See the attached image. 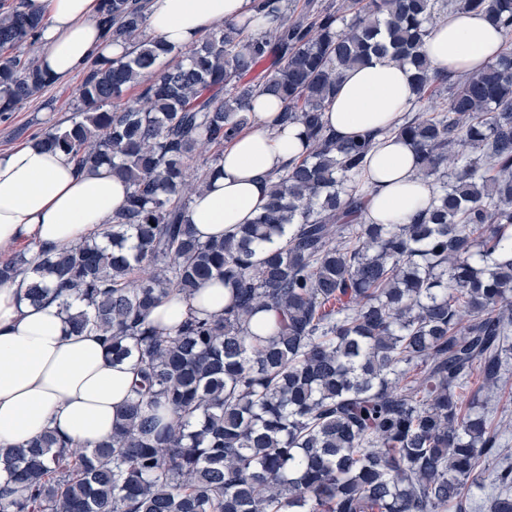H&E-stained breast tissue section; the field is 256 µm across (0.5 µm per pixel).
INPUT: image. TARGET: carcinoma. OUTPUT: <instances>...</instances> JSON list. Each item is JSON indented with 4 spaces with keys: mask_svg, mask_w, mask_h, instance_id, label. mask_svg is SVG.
Instances as JSON below:
<instances>
[{
    "mask_svg": "<svg viewBox=\"0 0 512 512\" xmlns=\"http://www.w3.org/2000/svg\"><path fill=\"white\" fill-rule=\"evenodd\" d=\"M450 3L505 33L455 82L424 51ZM252 7L182 51L145 35V0H103L105 35L131 57L92 62L69 125L33 137L112 166L130 192L103 236L35 243L0 281L29 279L34 304L53 295L71 333L98 332L137 378L108 441L70 449L46 432L1 455L18 495L0 493V512H469L488 487L486 512H512V467H484L512 363V0ZM270 12L278 26L252 29ZM44 22L36 0L0 12V112L51 85L25 52ZM388 53L415 103L448 92L394 129L438 194L408 223L367 224L370 142L340 140L322 113L344 70ZM261 94L304 126L305 155L270 177L252 223L203 241L185 213ZM212 279L228 287L222 313L191 312L172 335L149 319ZM267 309L277 329L252 331Z\"/></svg>",
    "mask_w": 512,
    "mask_h": 512,
    "instance_id": "obj_1",
    "label": "carcinoma"
}]
</instances>
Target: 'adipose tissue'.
<instances>
[{"mask_svg":"<svg viewBox=\"0 0 512 512\" xmlns=\"http://www.w3.org/2000/svg\"><path fill=\"white\" fill-rule=\"evenodd\" d=\"M46 21L38 39V65L61 81L90 59L123 54L106 42L102 0H38ZM250 0H148L149 32L186 49L227 20L250 16ZM501 30L480 13L458 10L439 23L425 51L440 74L482 67L499 52ZM416 95L407 68L390 56L348 70L324 122L342 140L371 138L364 176V220L395 224L428 206L435 185L416 177V153L393 129ZM278 99L253 102L251 128L224 149V162L186 212L201 239L218 238L253 221L267 200L268 176L301 158L305 132L297 123L275 124ZM129 187L110 166L77 170L70 155L33 144L0 150V251L25 239L70 248L101 232L125 202ZM28 284L0 283V453L50 431L70 445L93 448L108 440L134 380L132 361L113 363L92 333L69 332L57 300L31 305ZM228 293L221 281L192 297L163 299L151 314L163 331L175 330L192 311L222 312Z\"/></svg>","mask_w":512,"mask_h":512,"instance_id":"1","label":"adipose tissue"}]
</instances>
